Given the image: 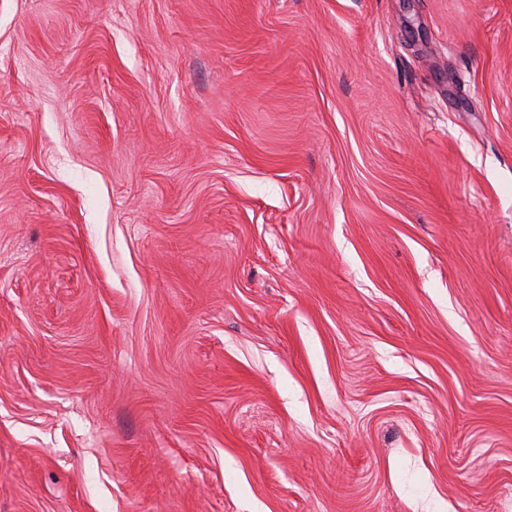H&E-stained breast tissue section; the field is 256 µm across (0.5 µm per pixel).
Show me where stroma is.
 Returning a JSON list of instances; mask_svg holds the SVG:
<instances>
[{"label":"stroma","instance_id":"stroma-1","mask_svg":"<svg viewBox=\"0 0 512 512\" xmlns=\"http://www.w3.org/2000/svg\"><path fill=\"white\" fill-rule=\"evenodd\" d=\"M0 512H512V0H0Z\"/></svg>","mask_w":512,"mask_h":512}]
</instances>
